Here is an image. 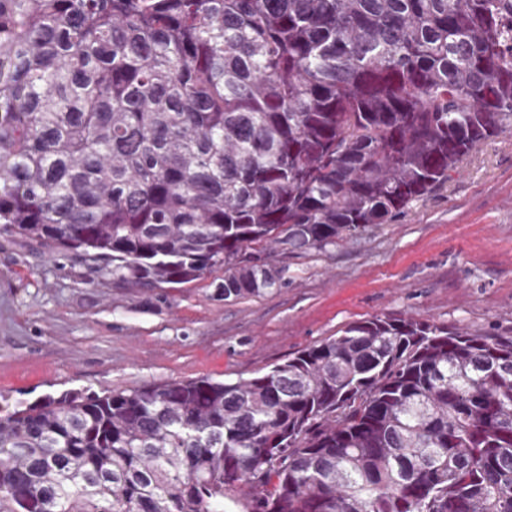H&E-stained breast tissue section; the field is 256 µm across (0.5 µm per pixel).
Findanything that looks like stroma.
I'll return each instance as SVG.
<instances>
[{"label": "stroma", "mask_w": 512, "mask_h": 512, "mask_svg": "<svg viewBox=\"0 0 512 512\" xmlns=\"http://www.w3.org/2000/svg\"><path fill=\"white\" fill-rule=\"evenodd\" d=\"M279 283L225 299L224 269L143 288L0 232V407L200 377L235 381L372 316L512 336V133L387 224L273 254Z\"/></svg>", "instance_id": "obj_1"}]
</instances>
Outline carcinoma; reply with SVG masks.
<instances>
[{
    "instance_id": "cac0c4a2",
    "label": "carcinoma",
    "mask_w": 512,
    "mask_h": 512,
    "mask_svg": "<svg viewBox=\"0 0 512 512\" xmlns=\"http://www.w3.org/2000/svg\"><path fill=\"white\" fill-rule=\"evenodd\" d=\"M511 129L512 0H0V230L142 287L260 296ZM0 512H512V337L0 408Z\"/></svg>"
}]
</instances>
